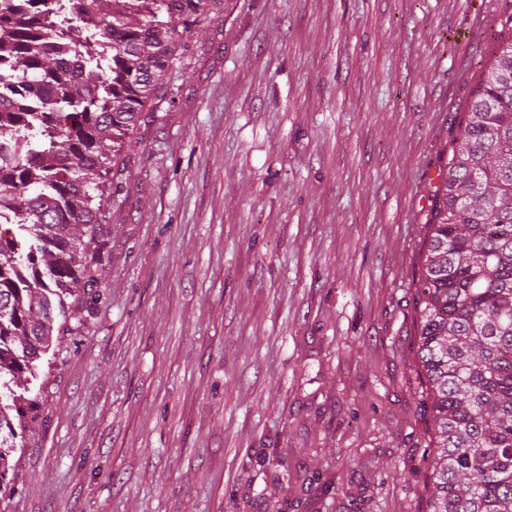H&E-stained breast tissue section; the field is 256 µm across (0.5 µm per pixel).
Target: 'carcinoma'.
Wrapping results in <instances>:
<instances>
[{"label": "carcinoma", "instance_id": "cac0c4a2", "mask_svg": "<svg viewBox=\"0 0 512 512\" xmlns=\"http://www.w3.org/2000/svg\"><path fill=\"white\" fill-rule=\"evenodd\" d=\"M209 8L0 0V490L24 416L15 388L64 333L66 299L99 300L108 176L167 91L176 24ZM477 65L414 292L428 512H512V41Z\"/></svg>", "mask_w": 512, "mask_h": 512}]
</instances>
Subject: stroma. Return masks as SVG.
I'll return each instance as SVG.
<instances>
[{"mask_svg":"<svg viewBox=\"0 0 512 512\" xmlns=\"http://www.w3.org/2000/svg\"><path fill=\"white\" fill-rule=\"evenodd\" d=\"M477 11L512 0H224L181 32L0 512H427L413 297Z\"/></svg>","mask_w":512,"mask_h":512,"instance_id":"1","label":"stroma"}]
</instances>
